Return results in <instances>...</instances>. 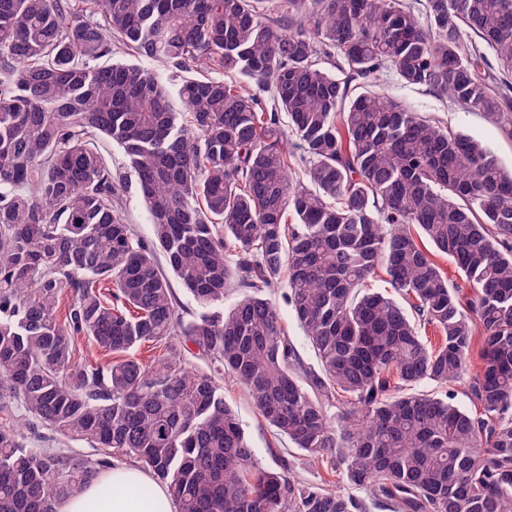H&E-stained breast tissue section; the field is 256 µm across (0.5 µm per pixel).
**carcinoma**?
Returning <instances> with one entry per match:
<instances>
[{"label":"carcinoma","mask_w":512,"mask_h":512,"mask_svg":"<svg viewBox=\"0 0 512 512\" xmlns=\"http://www.w3.org/2000/svg\"><path fill=\"white\" fill-rule=\"evenodd\" d=\"M468 33L495 53L499 90ZM121 50L179 73L183 111L158 73L112 61ZM385 70L512 135V0H0V411L22 414L0 425V512H56L115 452L177 512H362L257 460L223 371L394 512H512V171L376 91ZM99 137L137 175L151 238L126 223ZM379 269L388 291L367 287ZM284 277L316 370L270 298ZM478 332L476 411L409 392L462 380ZM80 336L112 361H81ZM175 336L212 372L176 349L134 355ZM27 417L94 454L29 447ZM174 348L181 350V353L186 360L188 366L193 370L202 371V372H210V363L206 357H203L198 354L197 349L191 344L183 342L180 337H176L169 342Z\"/></svg>","instance_id":"cac0c4a2"}]
</instances>
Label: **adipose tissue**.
I'll list each match as a JSON object with an SVG mask.
<instances>
[{"mask_svg": "<svg viewBox=\"0 0 512 512\" xmlns=\"http://www.w3.org/2000/svg\"><path fill=\"white\" fill-rule=\"evenodd\" d=\"M148 483L153 486L152 497L140 498V486ZM105 485L111 486V496L102 494ZM57 512H175V505L168 487L153 484L146 471L116 465L86 484L79 493L62 500Z\"/></svg>", "mask_w": 512, "mask_h": 512, "instance_id": "adipose-tissue-1", "label": "adipose tissue"}]
</instances>
